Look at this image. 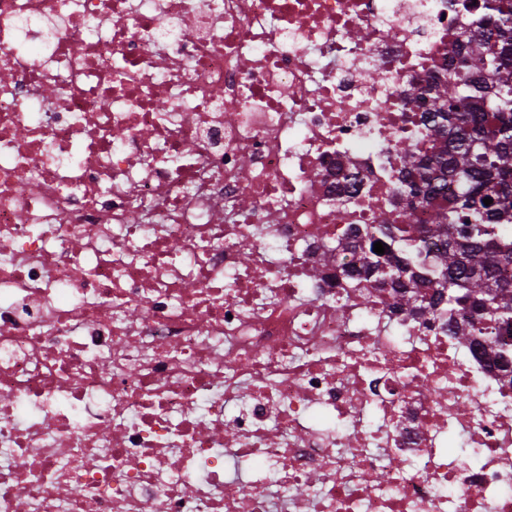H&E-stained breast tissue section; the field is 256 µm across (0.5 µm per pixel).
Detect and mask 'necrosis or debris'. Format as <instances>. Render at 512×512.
<instances>
[{"instance_id": "1", "label": "necrosis or debris", "mask_w": 512, "mask_h": 512, "mask_svg": "<svg viewBox=\"0 0 512 512\" xmlns=\"http://www.w3.org/2000/svg\"><path fill=\"white\" fill-rule=\"evenodd\" d=\"M485 28L0 0V512H512V375L355 237L427 224L398 195L420 96Z\"/></svg>"}]
</instances>
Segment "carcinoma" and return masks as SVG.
I'll use <instances>...</instances> for the list:
<instances>
[{
  "label": "carcinoma",
  "mask_w": 512,
  "mask_h": 512,
  "mask_svg": "<svg viewBox=\"0 0 512 512\" xmlns=\"http://www.w3.org/2000/svg\"><path fill=\"white\" fill-rule=\"evenodd\" d=\"M489 29L476 42L457 38L448 77L429 87L427 120L436 143L429 155L409 153L398 192L407 206L431 208L428 233L439 241V269L430 272L434 308H448V326L460 345H499L496 363L512 364V236L500 224L512 213V8L482 0ZM493 203L485 205L483 199ZM396 224H374L370 238L404 239Z\"/></svg>",
  "instance_id": "1"
}]
</instances>
